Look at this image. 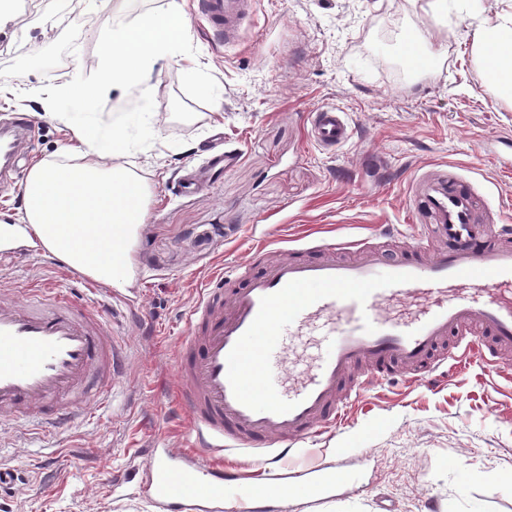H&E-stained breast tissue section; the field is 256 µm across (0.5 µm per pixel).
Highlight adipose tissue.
Here are the masks:
<instances>
[{"mask_svg": "<svg viewBox=\"0 0 512 512\" xmlns=\"http://www.w3.org/2000/svg\"><path fill=\"white\" fill-rule=\"evenodd\" d=\"M512 13L475 34L478 60L493 91L512 102ZM83 144L76 164L47 162L32 169L24 186L17 224L0 225V248L37 244L83 275L121 291L132 276L131 243L144 224L150 190L144 178L123 166L127 142L113 136L101 149L96 123L76 128Z\"/></svg>", "mask_w": 512, "mask_h": 512, "instance_id": "obj_1", "label": "adipose tissue"}]
</instances>
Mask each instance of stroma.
Returning a JSON list of instances; mask_svg holds the SVG:
<instances>
[{"instance_id":"1","label":"stroma","mask_w":512,"mask_h":512,"mask_svg":"<svg viewBox=\"0 0 512 512\" xmlns=\"http://www.w3.org/2000/svg\"><path fill=\"white\" fill-rule=\"evenodd\" d=\"M179 2L197 53L156 62V140L127 157L151 189L130 286L112 290L25 245L0 254V289L22 300L60 288L99 304L126 356L124 376L58 433L0 421V466L16 475L0 512H164L140 488L139 451L188 445L172 399L178 344L199 287L256 248L341 235L401 248L386 228L405 229L411 181L441 164L512 225V105L491 91L474 48L478 26L512 0H450L444 17L426 0H259L234 45L192 18L193 0ZM69 4L11 0L0 21V75H21L27 91L0 102V120L21 112L30 126L28 162L0 181V225L18 223L29 170L80 156L73 125L33 97L96 68L110 7L97 0L74 18ZM408 41L434 52L428 70L414 68ZM326 105L352 129L331 151L309 136V113ZM225 150L237 166L208 167ZM310 459L344 483L317 494L292 474V495L271 497L266 512H512L501 484L512 475V357L494 373L472 362L425 383H374Z\"/></svg>"}]
</instances>
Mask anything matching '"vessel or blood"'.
I'll return each mask as SVG.
<instances>
[{
	"label": "vessel or blood",
	"mask_w": 512,
	"mask_h": 512,
	"mask_svg": "<svg viewBox=\"0 0 512 512\" xmlns=\"http://www.w3.org/2000/svg\"><path fill=\"white\" fill-rule=\"evenodd\" d=\"M258 0H200L208 24L238 40ZM27 124L0 122V168L15 170ZM324 150L351 137L348 114L331 105L311 114ZM411 221L432 224L444 244L393 257L353 237L317 244V258L264 263L241 288L202 286L177 352L174 401L188 418L187 448H147L143 475L153 498L177 512L187 502L224 500L244 478L225 453L261 448L290 455L292 441L338 425L346 406L396 371L421 380L472 357L497 370L512 351V226L488 213L453 169L416 179ZM430 296L407 320L397 299ZM124 356L98 310L65 295L31 290L0 300V416L61 428L89 404L90 380L111 381Z\"/></svg>",
	"instance_id": "vessel-or-blood-1"
}]
</instances>
